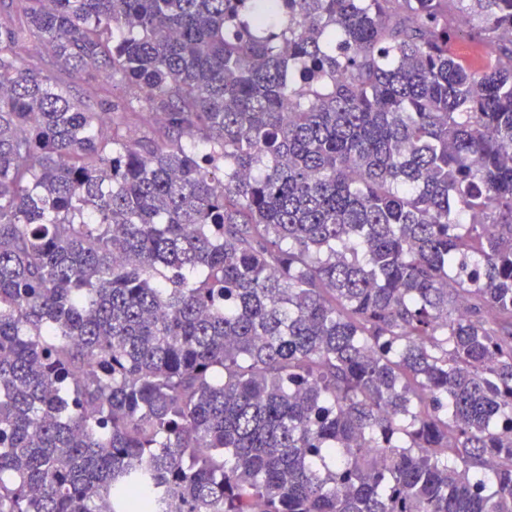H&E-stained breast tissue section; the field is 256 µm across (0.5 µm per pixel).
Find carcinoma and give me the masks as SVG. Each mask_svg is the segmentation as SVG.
<instances>
[{
	"instance_id": "1",
	"label": "carcinoma",
	"mask_w": 512,
	"mask_h": 512,
	"mask_svg": "<svg viewBox=\"0 0 512 512\" xmlns=\"http://www.w3.org/2000/svg\"><path fill=\"white\" fill-rule=\"evenodd\" d=\"M172 501L512 512V0H0V512Z\"/></svg>"
}]
</instances>
